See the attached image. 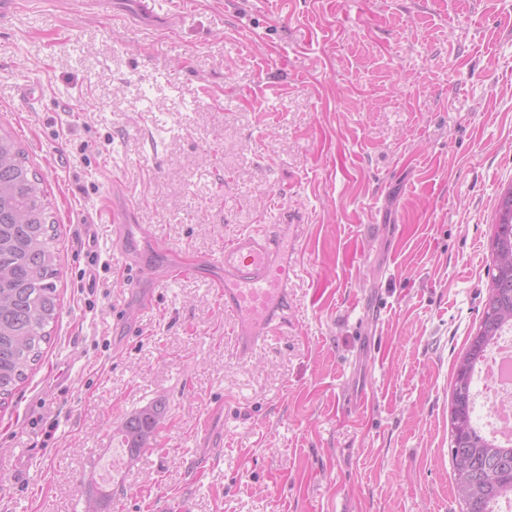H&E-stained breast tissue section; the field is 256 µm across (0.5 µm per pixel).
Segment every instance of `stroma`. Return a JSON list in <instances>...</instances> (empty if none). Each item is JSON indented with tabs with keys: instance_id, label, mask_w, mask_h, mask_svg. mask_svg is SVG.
Segmentation results:
<instances>
[{
	"instance_id": "1",
	"label": "stroma",
	"mask_w": 512,
	"mask_h": 512,
	"mask_svg": "<svg viewBox=\"0 0 512 512\" xmlns=\"http://www.w3.org/2000/svg\"><path fill=\"white\" fill-rule=\"evenodd\" d=\"M187 7L0 19V131L44 179L61 263L52 340L0 406V512H85L103 489L106 512H460L450 383L512 184V0ZM119 183L188 263L308 225L287 328L239 358L206 270L117 321ZM152 402L150 450L102 481ZM164 414L162 403L151 404L128 415L119 426L124 443L131 455L149 449L155 440L157 427Z\"/></svg>"
}]
</instances>
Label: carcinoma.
Here are the masks:
<instances>
[{"label": "carcinoma", "mask_w": 512, "mask_h": 512, "mask_svg": "<svg viewBox=\"0 0 512 512\" xmlns=\"http://www.w3.org/2000/svg\"><path fill=\"white\" fill-rule=\"evenodd\" d=\"M44 180L0 134V405L28 378L51 341L60 310L55 279L57 227ZM492 274L479 325L456 362L451 383L450 454L462 512H496L512 499V446L490 440L475 414L474 370L505 327H512V186L499 196L491 239ZM164 406L151 404L119 426L132 455L155 440Z\"/></svg>", "instance_id": "cac0c4a2"}]
</instances>
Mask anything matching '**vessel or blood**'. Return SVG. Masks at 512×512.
<instances>
[{
    "mask_svg": "<svg viewBox=\"0 0 512 512\" xmlns=\"http://www.w3.org/2000/svg\"><path fill=\"white\" fill-rule=\"evenodd\" d=\"M112 221L123 267L137 280L153 278L161 283L193 274V267L184 265L177 254L160 273L141 265L142 247H161L162 239L152 227L130 223L123 212H113ZM204 264L218 270L215 282L224 298V311L239 325L237 351L250 356L268 337L280 333L288 310L287 284L297 277L299 268L282 261L281 242L265 225L233 235Z\"/></svg>",
    "mask_w": 512,
    "mask_h": 512,
    "instance_id": "1",
    "label": "vessel or blood"
}]
</instances>
